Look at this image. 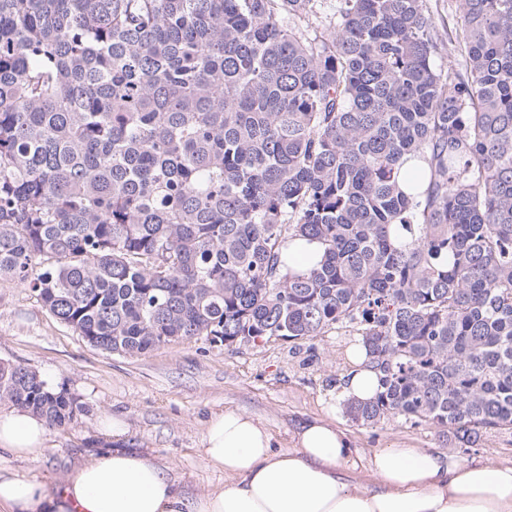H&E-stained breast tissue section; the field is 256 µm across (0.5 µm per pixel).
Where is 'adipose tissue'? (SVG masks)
Returning <instances> with one entry per match:
<instances>
[{
    "label": "adipose tissue",
    "instance_id": "1",
    "mask_svg": "<svg viewBox=\"0 0 512 512\" xmlns=\"http://www.w3.org/2000/svg\"><path fill=\"white\" fill-rule=\"evenodd\" d=\"M348 357L342 392L369 400L378 381L363 344ZM47 430L29 410L0 412V451L38 460ZM199 451L229 483L190 496L151 457L116 448L82 462L53 490L0 472V512H512V463L383 448L362 470L332 421L301 423L284 450L258 420L227 409L209 419Z\"/></svg>",
    "mask_w": 512,
    "mask_h": 512
}]
</instances>
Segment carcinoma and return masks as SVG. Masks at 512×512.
Masks as SVG:
<instances>
[{
  "label": "carcinoma",
  "instance_id": "1",
  "mask_svg": "<svg viewBox=\"0 0 512 512\" xmlns=\"http://www.w3.org/2000/svg\"><path fill=\"white\" fill-rule=\"evenodd\" d=\"M460 6L445 71L426 0H0V280L113 353L348 328L352 419L512 430V0Z\"/></svg>",
  "mask_w": 512,
  "mask_h": 512
}]
</instances>
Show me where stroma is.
Masks as SVG:
<instances>
[{
    "mask_svg": "<svg viewBox=\"0 0 512 512\" xmlns=\"http://www.w3.org/2000/svg\"><path fill=\"white\" fill-rule=\"evenodd\" d=\"M353 342L332 329L298 343L226 346L198 338L143 355L108 353L57 321L30 289L2 280L0 360L32 368L53 389L78 397L84 410L67 428L49 430L40 460L6 454L0 468L55 488L73 466L111 442L100 422L116 415L127 425L124 447L149 453L171 469L185 492L200 494L224 482L199 454L201 434L213 414L230 408L260 420L283 449L291 448L301 422L335 419L361 467L381 448L450 449L446 435L431 424L392 419L372 427L347 416L343 352ZM453 452L467 461L511 462L512 431L486 434L478 447Z\"/></svg>",
    "mask_w": 512,
    "mask_h": 512,
    "instance_id": "obj_1",
    "label": "stroma"
}]
</instances>
